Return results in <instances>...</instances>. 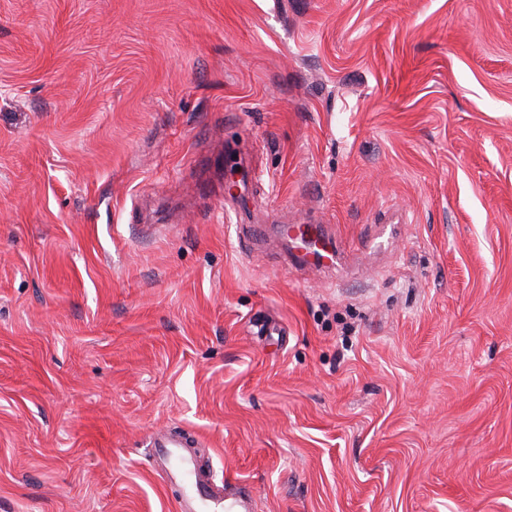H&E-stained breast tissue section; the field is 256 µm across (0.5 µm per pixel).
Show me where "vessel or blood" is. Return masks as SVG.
Instances as JSON below:
<instances>
[{
	"label": "vessel or blood",
	"mask_w": 512,
	"mask_h": 512,
	"mask_svg": "<svg viewBox=\"0 0 512 512\" xmlns=\"http://www.w3.org/2000/svg\"><path fill=\"white\" fill-rule=\"evenodd\" d=\"M279 231L292 242L298 261L334 268L343 258L344 251L337 240L325 235L316 225L283 224ZM151 440L167 480L180 489L178 512H251L249 496H224L201 477L186 435L169 437L157 433Z\"/></svg>",
	"instance_id": "obj_1"
}]
</instances>
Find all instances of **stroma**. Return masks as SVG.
Returning <instances> with one entry per match:
<instances>
[{
	"label": "stroma",
	"instance_id": "1",
	"mask_svg": "<svg viewBox=\"0 0 512 512\" xmlns=\"http://www.w3.org/2000/svg\"><path fill=\"white\" fill-rule=\"evenodd\" d=\"M160 430L254 512H512V0H0V512H177ZM280 233L293 243L295 258L325 267L335 268L344 257V251L330 236L313 224H283Z\"/></svg>",
	"mask_w": 512,
	"mask_h": 512
}]
</instances>
